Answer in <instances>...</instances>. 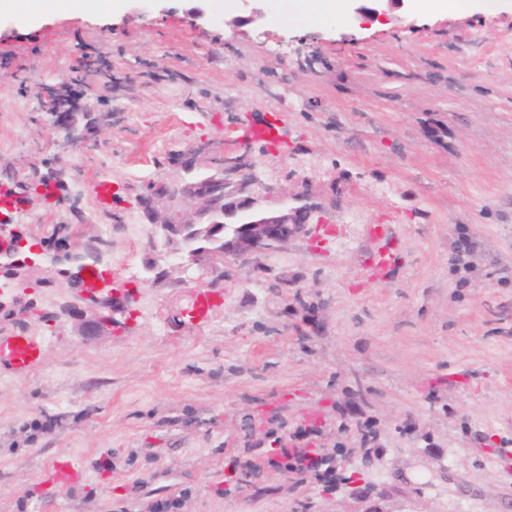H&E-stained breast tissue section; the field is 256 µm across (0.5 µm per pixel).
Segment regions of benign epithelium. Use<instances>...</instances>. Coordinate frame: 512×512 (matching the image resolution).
I'll return each instance as SVG.
<instances>
[{"instance_id": "7a95c632", "label": "benign epithelium", "mask_w": 512, "mask_h": 512, "mask_svg": "<svg viewBox=\"0 0 512 512\" xmlns=\"http://www.w3.org/2000/svg\"><path fill=\"white\" fill-rule=\"evenodd\" d=\"M372 6L355 8L356 16L364 23H373L387 15L384 5L393 6L402 0H370ZM52 126L58 142L65 148L79 150L88 144V136L80 127L76 115L63 109L58 94L48 93ZM186 171H214L216 175L181 186L177 177L158 183L139 194L138 204L149 222L165 229L178 230L186 224H210L217 214L224 222L236 224L234 233L224 239L221 252L200 248L185 254V261L199 268L215 267L231 262H242L253 254L281 245L289 238L306 232L316 212L307 195L294 197L287 190L264 183L257 175L259 161L250 154L236 156L211 155L206 146L191 148L182 158ZM43 183L19 182L0 190V308L15 306L19 298L12 292L26 280L18 271L44 269L49 250L43 239L29 243V234L13 222L12 214L22 206L20 200L43 194ZM275 205L270 206L268 202ZM75 303H66L65 311L79 329L90 339L112 329L115 316L125 312L131 292L120 295L111 292H82L73 294ZM107 306L109 315L97 314Z\"/></svg>"}]
</instances>
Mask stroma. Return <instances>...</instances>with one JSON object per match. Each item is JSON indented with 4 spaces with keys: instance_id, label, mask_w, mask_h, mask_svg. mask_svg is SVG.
<instances>
[{
    "instance_id": "1",
    "label": "stroma",
    "mask_w": 512,
    "mask_h": 512,
    "mask_svg": "<svg viewBox=\"0 0 512 512\" xmlns=\"http://www.w3.org/2000/svg\"><path fill=\"white\" fill-rule=\"evenodd\" d=\"M192 6L84 0L37 28L0 23V184L52 170L67 195L16 221L38 237L84 225L133 293L90 340L60 316V288L24 296L53 324L0 313V333L46 344L35 370L0 369V512H361L347 486L274 473L276 440L327 449L384 512H512V6L405 0L361 26L355 0L338 14L275 0L257 20L226 0L200 28ZM50 87L100 118L83 151L58 145ZM264 119L279 138L260 179L310 182L323 222L244 264L165 254L137 204L144 184L178 176L201 143L258 155L232 131ZM101 179L116 191L105 209ZM368 224L401 243L381 280L363 267ZM198 290L213 307L191 326L181 311ZM367 427L381 459L365 469ZM234 456L257 471L229 470ZM63 457L86 483L45 484Z\"/></svg>"
}]
</instances>
